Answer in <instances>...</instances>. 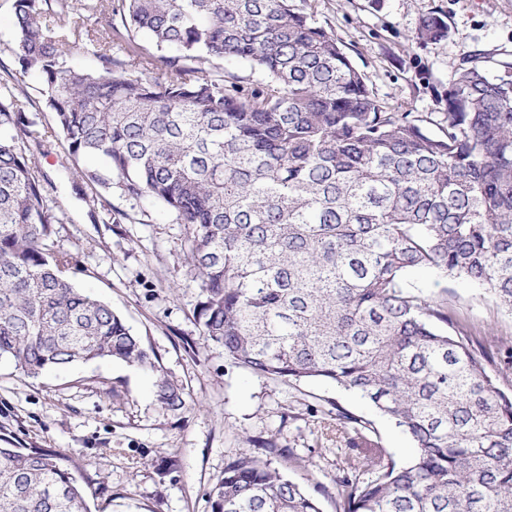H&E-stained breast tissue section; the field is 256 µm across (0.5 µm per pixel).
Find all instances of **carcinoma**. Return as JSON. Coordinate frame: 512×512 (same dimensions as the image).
<instances>
[{
	"instance_id": "obj_1",
	"label": "carcinoma",
	"mask_w": 512,
	"mask_h": 512,
	"mask_svg": "<svg viewBox=\"0 0 512 512\" xmlns=\"http://www.w3.org/2000/svg\"><path fill=\"white\" fill-rule=\"evenodd\" d=\"M13 54L35 74L76 177L165 206L187 234L205 341L250 373L358 395L401 429L396 463L372 421L326 416L360 450L342 512H512V393L415 269L512 310V64L463 67L446 112H389L333 34L290 0H13ZM447 24L424 17L420 41ZM118 45L124 57L112 55ZM85 48L102 70L74 67ZM259 79H224V60ZM26 102L0 89V358L37 377L112 359L154 366L112 306L57 253ZM161 406L184 388L162 375ZM208 492L211 512H322L257 437ZM67 455L0 433V512H90Z\"/></svg>"
}]
</instances>
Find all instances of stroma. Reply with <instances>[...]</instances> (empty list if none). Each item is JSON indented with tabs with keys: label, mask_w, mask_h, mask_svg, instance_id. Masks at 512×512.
<instances>
[{
	"label": "stroma",
	"mask_w": 512,
	"mask_h": 512,
	"mask_svg": "<svg viewBox=\"0 0 512 512\" xmlns=\"http://www.w3.org/2000/svg\"><path fill=\"white\" fill-rule=\"evenodd\" d=\"M12 4L0 0V83L27 95L33 130L48 135L38 161L49 204L63 215L53 227L55 248L75 257L72 282L111 303L141 336L155 366L104 359L32 378L2 359L0 429L22 445L54 448L80 463L91 512H210L207 492L225 464L248 450L250 438L274 434L294 454L275 458V466L306 491L327 487L321 508L336 512L331 492L350 451L335 435L322 434L315 416L332 402L372 420L395 461H408L411 441L359 397L319 381L291 386L253 376L204 341L182 226L150 198L117 189L100 198L77 180L39 78L20 74L15 64ZM292 4L336 36L393 112L445 111L448 90L471 54H481L493 72L512 64V0ZM432 12L443 15L447 37L416 40L422 18ZM409 279L447 300L495 358L512 348V311L485 289L428 270ZM159 373L184 387V410L172 413L157 402Z\"/></svg>",
	"instance_id": "1"
}]
</instances>
